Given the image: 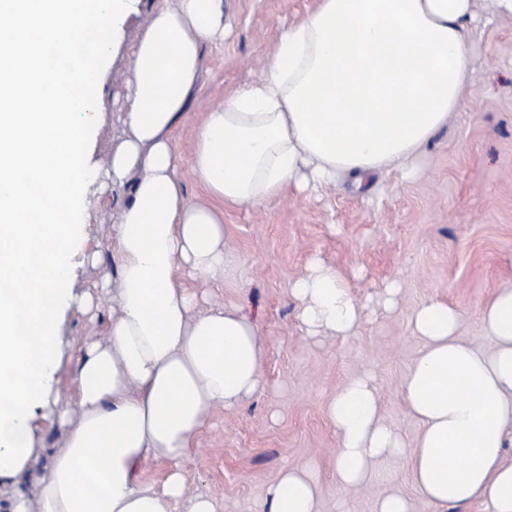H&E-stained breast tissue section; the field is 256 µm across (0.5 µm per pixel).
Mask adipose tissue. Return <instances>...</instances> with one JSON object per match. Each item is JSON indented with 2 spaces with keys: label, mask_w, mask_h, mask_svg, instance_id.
<instances>
[{
  "label": "adipose tissue",
  "mask_w": 512,
  "mask_h": 512,
  "mask_svg": "<svg viewBox=\"0 0 512 512\" xmlns=\"http://www.w3.org/2000/svg\"><path fill=\"white\" fill-rule=\"evenodd\" d=\"M110 29L99 0H0V481L33 474L38 420H58L62 450L36 476L39 512H217L189 496L185 463L210 411L232 410L264 382L258 327L236 308L196 312L178 270L209 279L236 265L226 225L186 199L173 129L202 69L204 44L223 39L224 0H158L132 55L128 136L103 169L128 190L112 226V321L83 343L73 373L77 413L58 410L51 375L67 344L60 313L91 295L69 288L71 222L88 169L80 145L93 111L102 49L77 53L87 13ZM475 0H317L280 31L264 75L225 97L196 131L193 169L225 205L261 206L288 188L367 185L411 176L436 133L463 109L473 83ZM306 337L353 336L370 304L393 308L388 284L356 300L349 278L311 259L290 288ZM485 350L462 334L460 311L430 297L410 325L423 342L401 384L421 426L415 442L383 420L375 380L362 372L327 406L338 485L355 488L378 461L402 457L418 494L440 507L481 502L512 512V286L482 306ZM163 461L161 491L140 479ZM308 468L281 469L256 512H319Z\"/></svg>",
  "instance_id": "adipose-tissue-1"
}]
</instances>
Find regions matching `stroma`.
<instances>
[{"instance_id":"stroma-1","label":"stroma","mask_w":512,"mask_h":512,"mask_svg":"<svg viewBox=\"0 0 512 512\" xmlns=\"http://www.w3.org/2000/svg\"><path fill=\"white\" fill-rule=\"evenodd\" d=\"M224 2L231 32L223 44L204 47L202 76L172 138L187 200L211 202L228 227L226 248L241 271L208 282L187 278L183 285L197 293L200 309L236 307L258 324L265 385L240 408L211 413L186 463L189 492L213 496L218 512H255L282 467H309L319 479L321 512H373L374 500L391 491L407 495L413 512H441L419 496L401 458L380 463L366 486L338 485L332 469L338 438L326 407L346 380L369 369L384 418L407 440L418 436L421 426L408 414L400 385L422 349L410 314L428 296L459 308L467 340L491 345L479 309L499 287L512 285V20L473 31L472 94L436 135L417 179L385 173L374 178L369 194L347 185L311 194L291 188L259 207H227L210 200L192 170L196 129L205 112L262 77L282 26L301 19L314 0ZM156 3L130 0L118 20V36L101 64L96 107L102 115L89 121L83 143L89 167L103 165L126 136L118 112L129 91L132 47ZM121 202L119 193L100 195L96 182L82 188L72 218L78 226L74 293L101 276L87 256L107 249ZM314 257L347 275L359 299L399 281L398 309L367 316L346 340L305 339L290 286ZM111 318L108 299L93 319L65 308L63 334L72 347L55 375L60 405L73 404L80 346L104 338Z\"/></svg>"}]
</instances>
